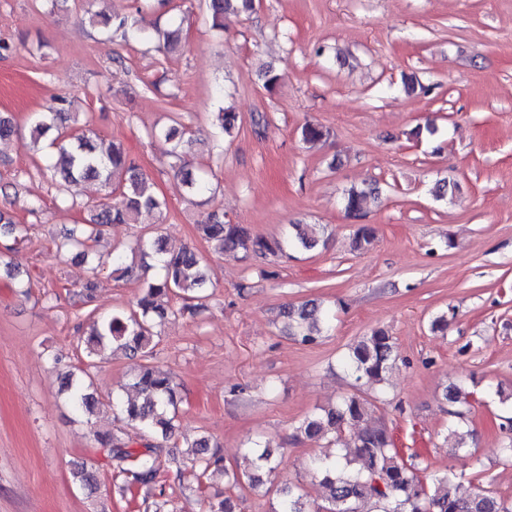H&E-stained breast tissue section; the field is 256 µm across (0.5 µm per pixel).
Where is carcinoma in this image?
I'll list each match as a JSON object with an SVG mask.
<instances>
[{
  "instance_id": "cac0c4a2",
  "label": "carcinoma",
  "mask_w": 512,
  "mask_h": 512,
  "mask_svg": "<svg viewBox=\"0 0 512 512\" xmlns=\"http://www.w3.org/2000/svg\"><path fill=\"white\" fill-rule=\"evenodd\" d=\"M101 2L103 0H86L84 14L91 26L109 37L115 36L125 42H158L166 48H174L181 42V27L163 29L156 23H148L141 7L133 13L114 16L99 7ZM204 4L211 27L218 32L224 31L226 13L254 9L252 0H204ZM58 104L55 112L34 122V141H39L72 114L74 101L60 98ZM215 121L219 131L228 138L239 128V115L230 108H219ZM153 135L170 144V167L181 178L186 192H203V181L188 168L184 156L186 146L190 144L184 130L171 125L153 131ZM327 135V130L319 124L308 123L301 129L302 140L312 146L322 142ZM58 140L59 137H54L50 146H58L59 161L55 162L52 155H47L43 173L50 175L57 185L60 205H76L73 187L84 180H99L106 188L104 197L89 206V220L67 229L56 243L58 253L88 264L94 272L101 263V256L94 249L101 226L138 224L144 217L161 215L167 203L154 192L149 178L122 144L98 141L86 133L74 137L66 145L57 144ZM456 190V184L440 181L433 188V196L438 201L450 202ZM376 195L378 187L374 184L352 186L343 194L344 212L347 218L356 221L352 235V247L356 251L370 249L377 239L375 227L363 223L367 200ZM196 230L215 251H237L244 260L264 258L273 263L282 253L279 242L256 235L242 224L226 222L215 213L196 225ZM30 231L31 225L15 224L0 216V254L14 251L17 244L29 237ZM326 233L328 229L324 225L295 224L291 242L297 249L312 251L323 242ZM137 250L143 256H155L154 266L160 269V274L145 282L135 308L128 312H114L96 319L93 309L95 280L88 279L79 287L61 285L75 306L88 310L91 321V329L84 339L89 363L66 371L62 376V390L75 413L91 416L99 409V401L91 392L90 368L95 366V359H105V351L109 348L141 358L142 363L131 383L138 399L120 405V410L140 436L149 442L140 449H133L128 438L98 435L95 443L103 450L113 479L121 480L117 489L123 496L133 502L142 492L143 504H151L153 512H165L167 501L156 499L153 493L159 483L158 459L162 451V444L156 438L166 440L172 435L174 426L168 411L177 404V385L169 373L150 362L154 329L171 317L193 318L205 308L206 274L202 259L195 251L186 247L170 250L163 237L153 231L140 235ZM112 266V274L118 279L133 271L126 254L116 250L112 253ZM154 266L147 264L143 270ZM175 298L183 300V304L179 307L172 305ZM282 316L288 335L305 345L317 343L330 330L333 320L327 309L314 302L288 306ZM343 364L354 376L358 388L317 408L294 428L297 439L322 441L328 446L339 444L346 431H353L350 447L338 448L332 455L316 456L309 462V471L326 490L328 507L325 512H359L362 503L371 504L372 512H512V503L488 489L479 487L466 496L458 494L456 475L450 471L435 475L433 489L428 491L415 471L400 457L387 422L364 391L366 387H383L398 366L395 342L389 331L377 328L359 337L347 347ZM191 447L199 462V471L193 473L199 490L213 466L224 474L228 484H246L251 489L262 485L277 468L274 452L257 442L245 449L244 458L250 469L241 472L221 466L222 457L207 437L196 439ZM72 476L91 493L99 489L95 476L83 468L73 471ZM273 512L311 510L304 495L288 485L279 489Z\"/></svg>"
}]
</instances>
